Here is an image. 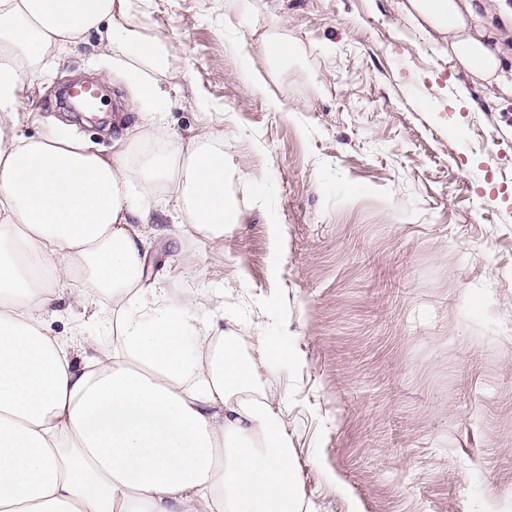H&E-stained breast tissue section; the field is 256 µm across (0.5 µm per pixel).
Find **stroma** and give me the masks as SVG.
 Returning a JSON list of instances; mask_svg holds the SVG:
<instances>
[{
  "label": "stroma",
  "instance_id": "stroma-1",
  "mask_svg": "<svg viewBox=\"0 0 512 512\" xmlns=\"http://www.w3.org/2000/svg\"><path fill=\"white\" fill-rule=\"evenodd\" d=\"M469 2L512 86V12ZM399 3L144 0L135 23L171 46L160 118L179 144L223 136L239 204L223 244L151 251L175 292L223 289L246 352L287 339L256 385L319 512H512V95L450 73ZM271 40L290 49L272 64ZM111 56L95 33L63 50L24 93V133L111 153L141 123ZM84 76L114 125L63 108ZM458 87L473 109L449 106Z\"/></svg>",
  "mask_w": 512,
  "mask_h": 512
}]
</instances>
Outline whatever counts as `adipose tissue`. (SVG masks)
Listing matches in <instances>:
<instances>
[{
	"label": "adipose tissue",
	"mask_w": 512,
	"mask_h": 512,
	"mask_svg": "<svg viewBox=\"0 0 512 512\" xmlns=\"http://www.w3.org/2000/svg\"><path fill=\"white\" fill-rule=\"evenodd\" d=\"M135 0H0V512H317L295 469L281 410L255 380L289 358L272 337L255 355L197 321L196 299L152 278L147 241L171 232L223 242L238 221L224 142L150 133L139 174L50 131L23 134L22 96L64 46L105 31L136 75L133 100L155 102L166 42L129 21ZM437 34L448 67L499 81V49L466 0H404ZM162 196L180 222L149 224ZM81 279V294L68 284ZM94 304L112 350L81 328L58 336L60 301Z\"/></svg>",
	"instance_id": "ef3b65f1"
}]
</instances>
